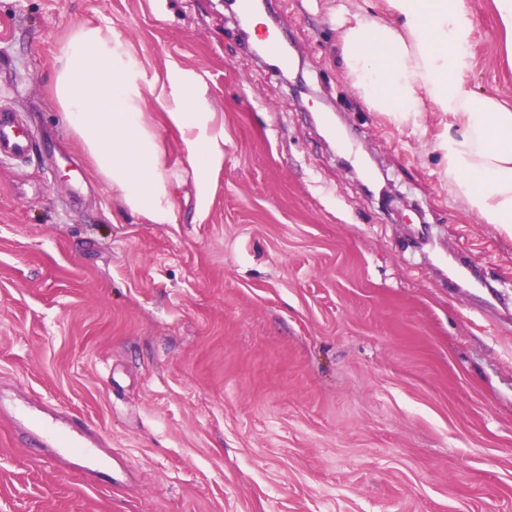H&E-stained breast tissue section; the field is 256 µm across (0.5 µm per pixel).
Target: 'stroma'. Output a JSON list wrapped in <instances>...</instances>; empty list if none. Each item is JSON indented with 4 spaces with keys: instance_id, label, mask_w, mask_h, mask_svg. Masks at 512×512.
Listing matches in <instances>:
<instances>
[{
    "instance_id": "stroma-1",
    "label": "stroma",
    "mask_w": 512,
    "mask_h": 512,
    "mask_svg": "<svg viewBox=\"0 0 512 512\" xmlns=\"http://www.w3.org/2000/svg\"><path fill=\"white\" fill-rule=\"evenodd\" d=\"M335 6L268 0L300 91L220 0H0V103L33 141L0 161V512H512V236L449 195L438 113L395 126L346 80ZM471 6L469 85L512 103L494 0ZM82 25L141 87L189 75L224 133L199 178L145 97L175 223L63 122ZM41 414L85 420L93 457L36 445Z\"/></svg>"
}]
</instances>
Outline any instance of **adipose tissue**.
Wrapping results in <instances>:
<instances>
[{
	"instance_id": "ef3b65f1",
	"label": "adipose tissue",
	"mask_w": 512,
	"mask_h": 512,
	"mask_svg": "<svg viewBox=\"0 0 512 512\" xmlns=\"http://www.w3.org/2000/svg\"><path fill=\"white\" fill-rule=\"evenodd\" d=\"M338 0L344 72L365 104L396 126L441 114L434 148L446 162L448 192L484 224L512 233V105L469 86L475 18L470 0H386L387 15L366 20ZM53 92L96 175L132 213L175 223L156 135L145 122L130 59L96 27L77 28L61 49ZM187 159L207 176L224 158V133L210 127L191 88L153 94Z\"/></svg>"
}]
</instances>
